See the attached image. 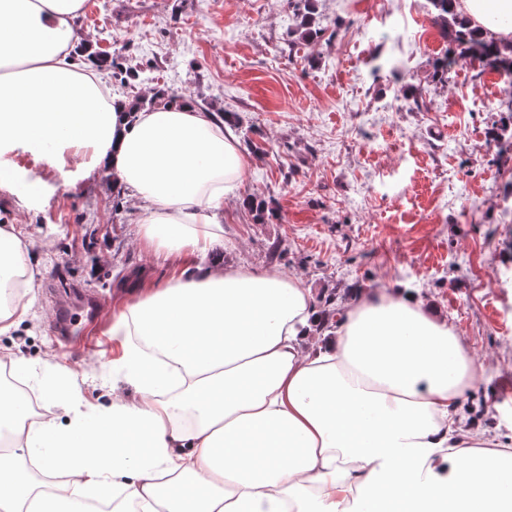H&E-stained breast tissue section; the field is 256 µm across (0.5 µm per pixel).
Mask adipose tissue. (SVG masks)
I'll use <instances>...</instances> for the list:
<instances>
[{
	"label": "adipose tissue",
	"instance_id": "obj_1",
	"mask_svg": "<svg viewBox=\"0 0 512 512\" xmlns=\"http://www.w3.org/2000/svg\"><path fill=\"white\" fill-rule=\"evenodd\" d=\"M512 35V0H460ZM83 0H0V155L112 177L139 237L174 271L112 316L110 404L44 364L31 415L0 389V512H512V448L462 423L478 374L465 341L411 290H357L329 336L296 277L220 268L224 200L247 167L231 127L193 102L128 118L74 60ZM83 155L78 172L65 155ZM0 227V283L37 271Z\"/></svg>",
	"mask_w": 512,
	"mask_h": 512
}]
</instances>
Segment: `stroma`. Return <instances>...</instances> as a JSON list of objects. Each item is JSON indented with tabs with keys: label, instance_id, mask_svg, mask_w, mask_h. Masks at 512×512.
I'll list each match as a JSON object with an SVG mask.
<instances>
[{
	"label": "stroma",
	"instance_id": "35a3bbf8",
	"mask_svg": "<svg viewBox=\"0 0 512 512\" xmlns=\"http://www.w3.org/2000/svg\"><path fill=\"white\" fill-rule=\"evenodd\" d=\"M319 37L296 43L288 0H85L75 28L93 49L138 69L133 99L157 86L207 112L236 113V134L262 145L224 201L223 263L300 277L315 297L353 287L412 288L470 347L485 381L472 429L512 441V154L486 131L505 101L500 75L456 60L445 82L433 64L449 40L426 0H314ZM423 91L409 108L401 90ZM40 181L29 202L0 188V225L20 231L41 275L29 316L0 334V354L27 361L15 379L38 396L47 356L79 373L82 395L112 397V315L137 279L164 284L171 262L138 238V201L112 202L109 177L63 186L30 152L6 154ZM275 202L254 223L245 200ZM79 287L103 302L87 343L58 341V293Z\"/></svg>",
	"mask_w": 512,
	"mask_h": 512
}]
</instances>
